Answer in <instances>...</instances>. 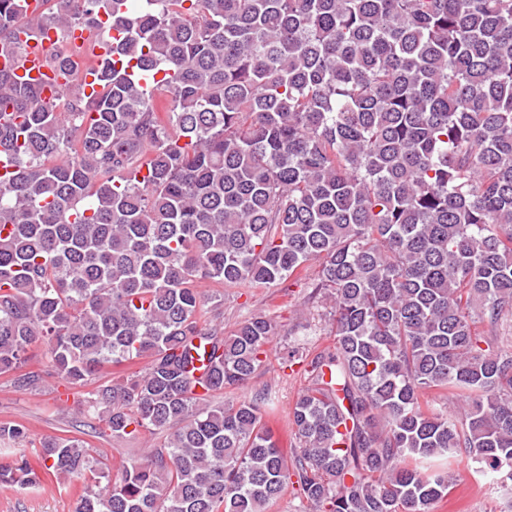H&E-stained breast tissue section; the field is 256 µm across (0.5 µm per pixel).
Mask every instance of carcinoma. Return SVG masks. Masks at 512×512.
<instances>
[{
  "mask_svg": "<svg viewBox=\"0 0 512 512\" xmlns=\"http://www.w3.org/2000/svg\"><path fill=\"white\" fill-rule=\"evenodd\" d=\"M130 2L0 0V57L20 26L56 29L59 70L71 30L120 34L93 100L0 68V375L42 381L17 373L42 341L113 436L166 437L113 479L74 436L13 459L31 434L0 422V485L67 481L75 512H268L294 484L316 512H433L462 457L512 482V0ZM311 261L334 343L289 359L287 451L267 394L222 401L270 320L224 336L201 284Z\"/></svg>",
  "mask_w": 512,
  "mask_h": 512,
  "instance_id": "1",
  "label": "carcinoma"
}]
</instances>
